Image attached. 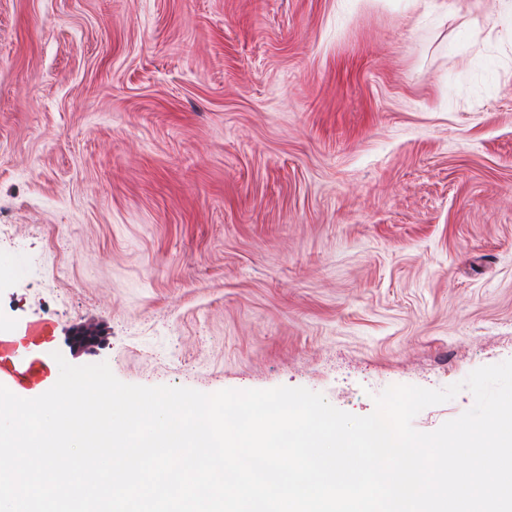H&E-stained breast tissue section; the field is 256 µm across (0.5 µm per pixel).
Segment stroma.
Segmentation results:
<instances>
[{
	"label": "stroma",
	"mask_w": 512,
	"mask_h": 512,
	"mask_svg": "<svg viewBox=\"0 0 512 512\" xmlns=\"http://www.w3.org/2000/svg\"><path fill=\"white\" fill-rule=\"evenodd\" d=\"M16 260L0 370L58 352L126 384L304 387L365 416L388 387L512 359V11L0 0ZM79 330L96 343L74 349Z\"/></svg>",
	"instance_id": "obj_1"
}]
</instances>
